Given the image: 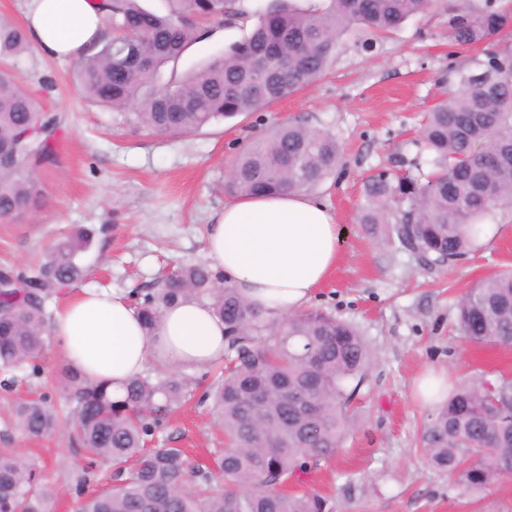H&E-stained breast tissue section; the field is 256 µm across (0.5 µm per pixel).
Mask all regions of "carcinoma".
Segmentation results:
<instances>
[{"label":"carcinoma","mask_w":512,"mask_h":512,"mask_svg":"<svg viewBox=\"0 0 512 512\" xmlns=\"http://www.w3.org/2000/svg\"><path fill=\"white\" fill-rule=\"evenodd\" d=\"M163 13L142 0H100L111 31L78 59L75 78L86 99L151 134L188 136L241 114L258 112L313 83L363 27L398 28L432 0H271L248 35L201 66L182 71L186 49L205 38L203 23L237 19L238 0H164ZM512 20L487 4L448 21L455 46L490 43ZM23 27L0 18V219L22 220L45 199L38 168L58 160L64 119L20 86L12 69L28 50ZM432 170L417 177L378 173L366 179L362 222L385 242L412 246L425 267L445 268L476 246L479 225L512 205V47H496L459 73L448 99L422 125ZM340 145L305 121L279 124L238 154L225 189L234 196L313 192L335 171ZM95 232L80 228L59 241L28 273L4 272L24 285L0 297V370L33 366L46 343L47 303L84 278L82 255ZM193 297L224 321V358L197 402H212L227 447L210 467H192L180 448L147 447L177 408L194 398L183 377L158 366L128 380L122 396L68 366L75 430L69 444L91 462L110 460L112 482L83 499L78 512H336L332 500L281 485L327 460L356 428L352 406L371 365L352 325L322 311L263 314L224 285L205 263L186 262L158 288L135 294L151 333L163 310ZM458 329L482 346L512 345V270L492 273L457 302ZM16 423L33 437L62 430L44 399H24ZM428 465L474 489L512 470V379L460 384L423 434ZM55 490L34 464L0 448V512H45Z\"/></svg>","instance_id":"carcinoma-1"}]
</instances>
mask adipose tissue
I'll return each instance as SVG.
<instances>
[{
  "mask_svg": "<svg viewBox=\"0 0 512 512\" xmlns=\"http://www.w3.org/2000/svg\"><path fill=\"white\" fill-rule=\"evenodd\" d=\"M98 0H28L25 28L46 56L74 59L92 52L104 34ZM345 229L315 197L298 192L238 197L209 226L211 268L261 311H302L336 267ZM49 332L67 362L93 382L122 384L154 358L203 368L222 359L224 324L209 305L185 299L167 308L145 335L130 298L97 288L67 295Z\"/></svg>",
  "mask_w": 512,
  "mask_h": 512,
  "instance_id": "obj_1",
  "label": "adipose tissue"
}]
</instances>
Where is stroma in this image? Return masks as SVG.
Returning a JSON list of instances; mask_svg holds the SVG:
<instances>
[{"instance_id": "obj_1", "label": "stroma", "mask_w": 512, "mask_h": 512, "mask_svg": "<svg viewBox=\"0 0 512 512\" xmlns=\"http://www.w3.org/2000/svg\"><path fill=\"white\" fill-rule=\"evenodd\" d=\"M267 3L240 0L241 17L189 47L182 69L249 33ZM484 6L485 0H433L428 12L374 38L369 48L365 34L352 30L327 72L309 87L189 137L135 131L83 98L72 79V61L29 50L14 75L32 90L40 80L53 82L44 103L65 115L66 130L59 164L38 171L43 207L22 222L0 219V268L36 266L82 226L96 235L83 257L87 273L73 292L154 288L172 262L205 260L208 226L230 199L225 176L246 141L295 119L326 128L343 156L317 194L346 236L333 275L309 306L357 328L372 367L356 400L357 431L339 453L311 469L304 484L329 496L337 512H512V482L474 491L426 465L422 434L435 407L415 396L417 380L430 369L445 371L455 382L478 374L492 382L512 378V346H476L457 328L459 295L486 275L512 268V208L494 215L491 242L442 270L421 268L399 244L377 243L360 221L368 175L427 170L430 154L420 138L424 117L447 98L458 71L484 55L479 46L455 50L448 19ZM63 364L54 343H47L39 374L20 371L13 385L0 387V448L23 453L56 488L47 512H75L85 461L65 435L28 437L12 409L42 394L69 415L74 401L57 376ZM156 440L186 449L194 463L213 459L224 445L208 409L194 402L173 414Z\"/></svg>"}]
</instances>
